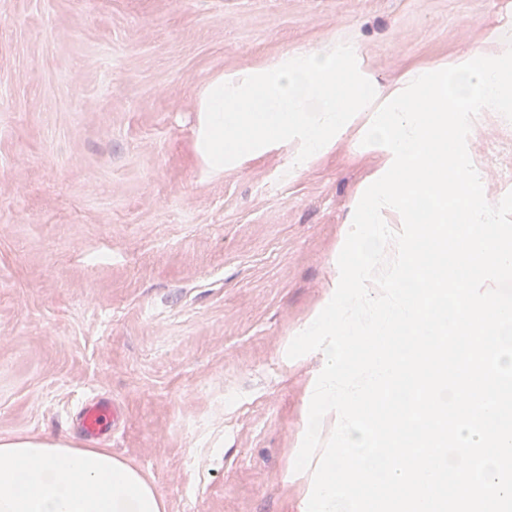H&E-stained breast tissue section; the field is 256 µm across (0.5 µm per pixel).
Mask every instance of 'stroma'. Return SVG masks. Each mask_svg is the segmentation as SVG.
Masks as SVG:
<instances>
[{
  "label": "stroma",
  "mask_w": 512,
  "mask_h": 512,
  "mask_svg": "<svg viewBox=\"0 0 512 512\" xmlns=\"http://www.w3.org/2000/svg\"><path fill=\"white\" fill-rule=\"evenodd\" d=\"M512 31V0H0V437L102 440L166 512H300L292 467L324 358L292 339L337 286L340 243L377 150L298 142L213 169L207 84L297 49L356 45L394 82ZM512 122L470 144L484 194ZM126 417L125 410L105 397L83 403L76 412V421L87 441H96L116 430L117 423Z\"/></svg>",
  "instance_id": "35a3bbf8"
}]
</instances>
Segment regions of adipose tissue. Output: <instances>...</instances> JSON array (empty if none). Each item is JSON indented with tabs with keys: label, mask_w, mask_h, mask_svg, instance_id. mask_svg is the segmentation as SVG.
<instances>
[{
	"label": "adipose tissue",
	"mask_w": 512,
	"mask_h": 512,
	"mask_svg": "<svg viewBox=\"0 0 512 512\" xmlns=\"http://www.w3.org/2000/svg\"><path fill=\"white\" fill-rule=\"evenodd\" d=\"M0 512H165L131 464L64 439L0 438Z\"/></svg>",
	"instance_id": "obj_1"
}]
</instances>
